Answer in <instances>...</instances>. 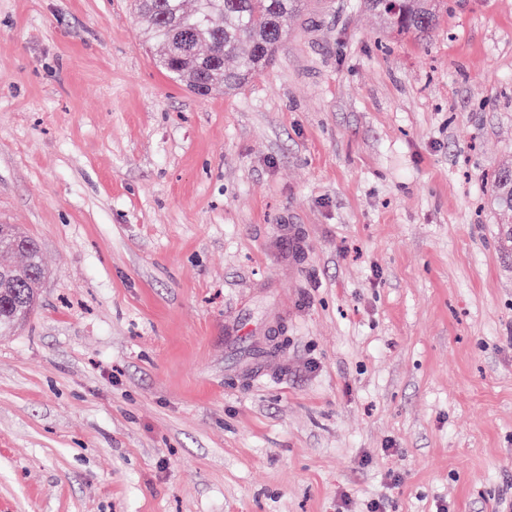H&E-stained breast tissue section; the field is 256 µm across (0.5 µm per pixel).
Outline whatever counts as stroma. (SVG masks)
I'll return each mask as SVG.
<instances>
[{
  "label": "stroma",
  "instance_id": "1",
  "mask_svg": "<svg viewBox=\"0 0 512 512\" xmlns=\"http://www.w3.org/2000/svg\"><path fill=\"white\" fill-rule=\"evenodd\" d=\"M447 3L415 37L302 0L201 97L132 0H0V224L46 268L0 336V512L512 503V0Z\"/></svg>",
  "mask_w": 512,
  "mask_h": 512
}]
</instances>
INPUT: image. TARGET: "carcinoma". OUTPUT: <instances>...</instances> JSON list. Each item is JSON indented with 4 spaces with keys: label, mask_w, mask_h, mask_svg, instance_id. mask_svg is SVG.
Instances as JSON below:
<instances>
[{
    "label": "carcinoma",
    "mask_w": 512,
    "mask_h": 512,
    "mask_svg": "<svg viewBox=\"0 0 512 512\" xmlns=\"http://www.w3.org/2000/svg\"><path fill=\"white\" fill-rule=\"evenodd\" d=\"M398 34L422 33L439 20L444 0H365ZM299 0H135L148 40L162 46L157 66L191 92L222 87L232 94L271 62ZM494 201L512 211V173L499 174ZM24 256L21 265L5 261ZM46 271L38 242L13 224H0V335L33 314Z\"/></svg>",
    "instance_id": "obj_1"
}]
</instances>
